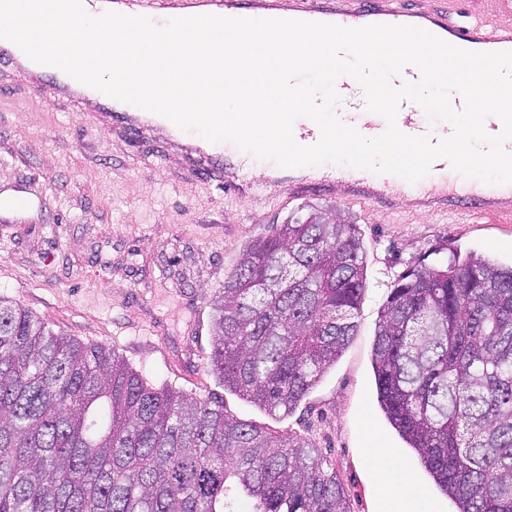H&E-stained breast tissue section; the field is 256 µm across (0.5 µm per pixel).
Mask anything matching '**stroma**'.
Returning a JSON list of instances; mask_svg holds the SVG:
<instances>
[{"instance_id": "1", "label": "stroma", "mask_w": 512, "mask_h": 512, "mask_svg": "<svg viewBox=\"0 0 512 512\" xmlns=\"http://www.w3.org/2000/svg\"><path fill=\"white\" fill-rule=\"evenodd\" d=\"M89 98L57 96L43 109L17 67L0 59V193L27 184L38 209L0 222V296L60 334L117 351L145 380L210 397L238 420L280 438L306 437L336 467L351 512H383L368 468L371 442L392 448L437 512H455L435 491L377 402L371 350L395 280L476 252L512 262V223L474 212L437 215L352 203L342 192L288 198L277 185L223 191L207 171L188 174L186 145L163 128L110 127ZM311 205L359 224L366 290L358 331L336 364L290 414L271 415L224 390L210 372L212 294L240 250Z\"/></svg>"}]
</instances>
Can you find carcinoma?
Masks as SVG:
<instances>
[{"mask_svg":"<svg viewBox=\"0 0 512 512\" xmlns=\"http://www.w3.org/2000/svg\"><path fill=\"white\" fill-rule=\"evenodd\" d=\"M359 225L311 208L239 253L212 300L224 389L291 413L357 329ZM378 402L457 512H512V264L470 252L396 279L372 349ZM350 512L336 468L224 405L157 389L103 346L0 297V512Z\"/></svg>","mask_w":512,"mask_h":512,"instance_id":"cac0c4a2","label":"carcinoma"}]
</instances>
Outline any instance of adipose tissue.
Segmentation results:
<instances>
[{"mask_svg":"<svg viewBox=\"0 0 512 512\" xmlns=\"http://www.w3.org/2000/svg\"><path fill=\"white\" fill-rule=\"evenodd\" d=\"M365 456L383 490L388 512H435L433 502L407 479V467L393 449L376 443L366 449Z\"/></svg>","mask_w":512,"mask_h":512,"instance_id":"1","label":"adipose tissue"}]
</instances>
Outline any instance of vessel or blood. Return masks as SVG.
Returning a JSON list of instances; mask_svg holds the SVG:
<instances>
[{
    "label": "vessel or blood",
    "mask_w": 512,
    "mask_h": 512,
    "mask_svg": "<svg viewBox=\"0 0 512 512\" xmlns=\"http://www.w3.org/2000/svg\"><path fill=\"white\" fill-rule=\"evenodd\" d=\"M497 14L494 22L483 20L461 10L432 5L431 0H162V16L156 24L173 17L213 14L235 18H288L310 22L336 24L343 27H361L371 24L414 25L436 35L461 49L476 52L512 51V0H487ZM22 75L34 92H42L44 85L55 82L60 71L51 66L22 67ZM350 76H340L335 82L339 94L346 97V110L339 119L361 134L384 133V117L366 109L363 91H351ZM100 117L108 124L127 123L122 101L100 95ZM398 128L411 136L430 135L439 140L453 132L450 123L434 125L425 118L424 110L411 101L403 102L396 118ZM295 140L304 146L318 142L320 129L309 118H298L293 124ZM208 172L224 178L233 191L254 189L252 156L242 151L232 160L223 153L209 157ZM380 174L349 166H332L326 179L289 184V195H302L318 189L332 192L342 189L353 202L397 207L403 202L414 203L416 208L443 213H454L463 206L477 209L491 223H512V184L475 182L455 171L447 159L433 162L430 173L416 182H402L393 192Z\"/></svg>",
    "instance_id": "vessel-or-blood-1"
}]
</instances>
